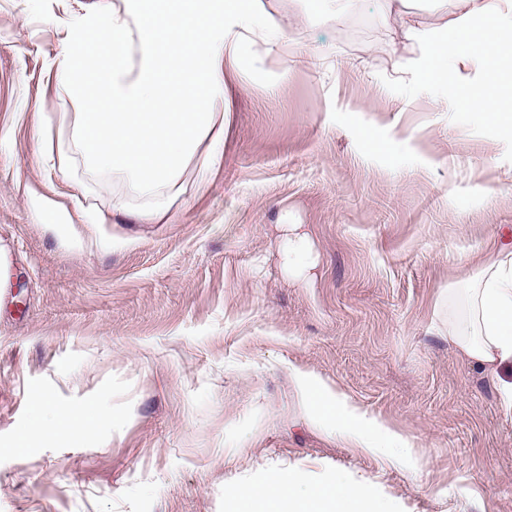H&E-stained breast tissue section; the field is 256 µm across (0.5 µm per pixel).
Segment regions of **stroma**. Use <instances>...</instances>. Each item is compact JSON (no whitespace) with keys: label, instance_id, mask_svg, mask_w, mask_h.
I'll return each mask as SVG.
<instances>
[{"label":"stroma","instance_id":"stroma-1","mask_svg":"<svg viewBox=\"0 0 512 512\" xmlns=\"http://www.w3.org/2000/svg\"><path fill=\"white\" fill-rule=\"evenodd\" d=\"M113 0H0V441L30 386L112 416L82 447L0 451V512H224L225 487L299 468L391 512H512V415L448 340L457 289L512 248V141L465 87L405 69L459 0H261L225 88L224 156L162 223L113 210L52 67ZM288 41H266L270 22ZM365 130L378 143L356 136ZM309 234L305 285L279 257ZM408 438L389 458L310 424L293 373ZM236 449L225 462V449Z\"/></svg>","mask_w":512,"mask_h":512}]
</instances>
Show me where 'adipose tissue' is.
<instances>
[{
	"label": "adipose tissue",
	"mask_w": 512,
	"mask_h": 512,
	"mask_svg": "<svg viewBox=\"0 0 512 512\" xmlns=\"http://www.w3.org/2000/svg\"><path fill=\"white\" fill-rule=\"evenodd\" d=\"M461 4L442 28L410 29L431 52L409 67L426 77L446 76L452 41L463 38L482 69L483 89L471 106L489 117L499 107L495 65L512 57V0ZM260 9V0H232L221 12L208 11L204 0H117L103 21L83 25L77 39L65 40L56 77L58 94L71 108L72 145L90 168L121 178L127 197L151 199L146 221L165 214L168 202L159 189L176 186L200 145L208 152L199 172L221 153L229 123L224 79L237 71ZM89 68L99 84L93 95L80 88V74ZM280 256L289 276L310 277L312 243L300 225H288ZM448 340L497 379L512 409V252L498 251L475 285L464 289L448 322ZM296 386L313 424L338 422L355 438L377 432L389 447L408 448L403 435L383 429L317 376L299 374ZM33 413L14 447L37 446L48 432L80 444L96 436L110 415L85 405L61 408L44 396L34 401ZM375 506L362 483L332 478L315 484L289 470L275 472L269 482L224 490L225 512H371Z\"/></svg>",
	"instance_id": "obj_1"
}]
</instances>
